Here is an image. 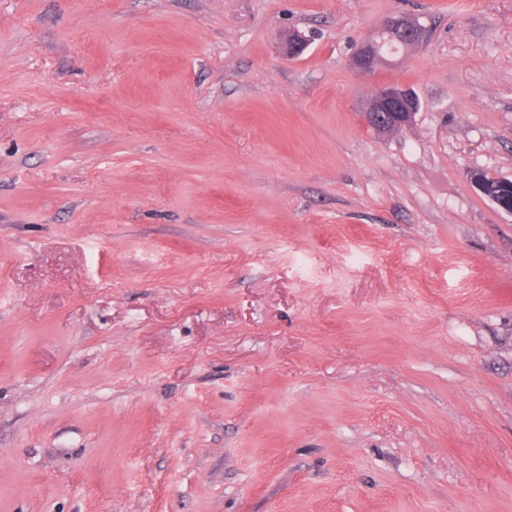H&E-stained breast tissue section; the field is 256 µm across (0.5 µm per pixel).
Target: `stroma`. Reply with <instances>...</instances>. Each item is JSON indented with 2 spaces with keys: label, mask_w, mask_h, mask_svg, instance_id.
Listing matches in <instances>:
<instances>
[{
  "label": "stroma",
  "mask_w": 512,
  "mask_h": 512,
  "mask_svg": "<svg viewBox=\"0 0 512 512\" xmlns=\"http://www.w3.org/2000/svg\"><path fill=\"white\" fill-rule=\"evenodd\" d=\"M482 175L512 0H0V512H512ZM384 34L395 37L399 41L403 40L401 41L403 44L414 45L422 40L424 30L414 19L392 15L382 25L381 35ZM381 43L372 40L361 43L351 58L352 67L363 72L372 71L381 59ZM382 88L377 91L380 92L374 96L366 110L365 121L370 126H375L376 123L393 124L401 129L410 126L419 111L418 99L410 91L399 86L391 85L383 90ZM394 126L372 129L379 134H392L400 130Z\"/></svg>",
  "instance_id": "stroma-1"
}]
</instances>
